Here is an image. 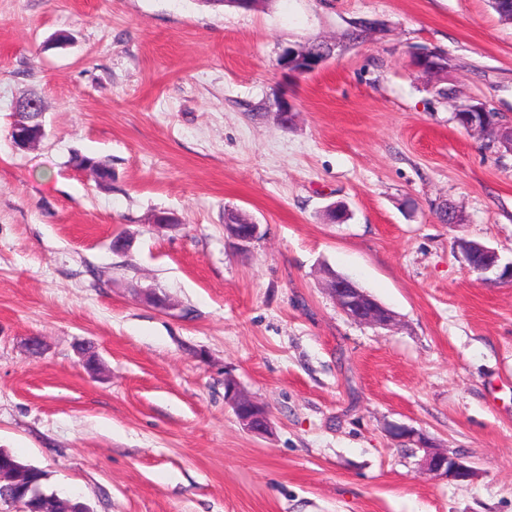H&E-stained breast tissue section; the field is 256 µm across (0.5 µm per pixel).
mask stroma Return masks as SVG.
<instances>
[{"instance_id":"1","label":"stroma","mask_w":512,"mask_h":512,"mask_svg":"<svg viewBox=\"0 0 512 512\" xmlns=\"http://www.w3.org/2000/svg\"><path fill=\"white\" fill-rule=\"evenodd\" d=\"M315 39L324 67L290 74L283 52ZM430 51L435 78L413 64ZM30 92L45 137L19 151ZM472 103L512 124V23L489 0H0V448L91 512H512V283L459 248L512 263V153L456 121ZM228 208L263 237H228ZM325 266L397 326L342 314ZM228 377L268 434L239 424ZM395 426L474 478L424 474ZM461 252L470 269L478 274H485L498 268V255L489 247L475 242H464Z\"/></svg>"}]
</instances>
